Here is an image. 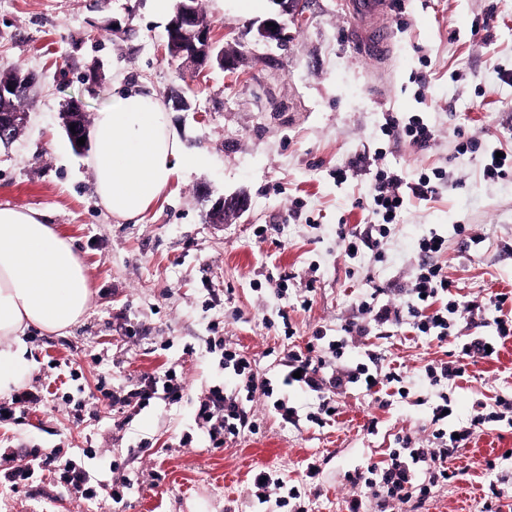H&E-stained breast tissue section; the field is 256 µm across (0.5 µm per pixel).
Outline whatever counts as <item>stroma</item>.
<instances>
[{
	"mask_svg": "<svg viewBox=\"0 0 512 512\" xmlns=\"http://www.w3.org/2000/svg\"><path fill=\"white\" fill-rule=\"evenodd\" d=\"M343 0H305L302 19L287 21L282 42L258 28L276 17L274 0L243 14L238 0H200L220 45L237 68L195 72L165 48V28L177 0H0V68L18 66L38 84L24 103L29 120L17 138L0 144V204L47 210L50 222L71 239L91 290L85 316L62 333L29 330L21 382L51 378L52 395L20 425L0 427V448L23 446L75 452L93 446L125 460L139 476L125 506L107 495L84 502L52 475L22 492L0 486V512H244L252 472L270 470L288 484L318 458V491L308 512H345L352 490L346 471L386 460L396 434L430 440L436 389L419 380L429 360L445 357L468 336L495 332L492 314L458 325L445 342L414 338L402 328L369 335L382 365L400 367L407 398L379 406L350 388L338 395L340 414L319 427L285 425L266 398L255 394L261 420L256 434L209 448L197 436L195 403L210 386L243 392L224 367L217 338L237 344L275 396L316 410L318 401L281 384L279 365L289 348L305 347L315 331L336 337L359 321L354 298L373 288L398 297L414 279L418 239L430 230L448 238L440 261L461 295L473 298L512 291V176L482 174L483 152L512 150V0H393L388 23L393 47L385 81L377 62L353 51ZM122 81L155 93L197 163L179 164L169 186L143 220L113 218L94 192L90 150L75 151L62 125L67 103L80 101L89 116L112 105ZM186 99L180 108L174 94ZM422 113L438 135L424 150L383 134L388 116ZM478 141L480 152L460 149ZM352 166L347 182L336 171ZM407 179L445 169L448 183L429 200H413L385 246L349 260L340 227L364 231L375 218L367 206L376 168ZM245 195L246 211L211 224L206 213L221 197ZM464 225L454 234V225ZM313 285L310 310L294 305ZM137 341H129V331ZM107 349L120 363L113 385L143 373H160L178 359L188 384L182 401L132 412L116 430L110 408L94 404L73 424L62 400L89 398L100 371L86 352ZM70 359L76 379L59 381L50 359ZM512 393V338L494 359L469 365L449 387L454 413L448 428L467 423L479 404ZM378 430L369 433L370 420ZM190 446H179L183 434ZM512 473V427L489 423L457 450L462 481L439 488L421 512H480L487 460ZM163 480L151 487L150 474Z\"/></svg>",
	"mask_w": 512,
	"mask_h": 512,
	"instance_id": "35a3bbf8",
	"label": "stroma"
}]
</instances>
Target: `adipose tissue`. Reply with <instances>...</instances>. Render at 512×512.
Masks as SVG:
<instances>
[{
	"mask_svg": "<svg viewBox=\"0 0 512 512\" xmlns=\"http://www.w3.org/2000/svg\"><path fill=\"white\" fill-rule=\"evenodd\" d=\"M88 135L96 193L124 220L141 218L187 159L165 103L119 83ZM89 300L83 263L45 211L0 205V395L20 382L25 331H64L85 315Z\"/></svg>",
	"mask_w": 512,
	"mask_h": 512,
	"instance_id": "adipose-tissue-1",
	"label": "adipose tissue"
}]
</instances>
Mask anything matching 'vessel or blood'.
<instances>
[{
    "label": "vessel or blood",
    "mask_w": 512,
    "mask_h": 512,
    "mask_svg": "<svg viewBox=\"0 0 512 512\" xmlns=\"http://www.w3.org/2000/svg\"><path fill=\"white\" fill-rule=\"evenodd\" d=\"M392 0H344L343 9L354 21L351 41L363 55L385 59L391 49L392 35L383 24Z\"/></svg>",
    "instance_id": "1"
}]
</instances>
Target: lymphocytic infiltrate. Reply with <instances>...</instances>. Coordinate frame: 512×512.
Wrapping results in <instances>:
<instances>
[{
	"instance_id": "f902f5d3",
	"label": "lymphocytic infiltrate",
	"mask_w": 512,
	"mask_h": 512,
	"mask_svg": "<svg viewBox=\"0 0 512 512\" xmlns=\"http://www.w3.org/2000/svg\"><path fill=\"white\" fill-rule=\"evenodd\" d=\"M444 170L435 168L420 173L417 179L407 180L391 170H377L371 185L370 200L373 210L383 221L370 225L366 233H341V247L346 257L355 260L363 249H370L375 259H382L385 240L390 236L395 220L411 200H428L438 194L445 184ZM447 248L444 236L433 233L418 242L421 261L410 287L402 289L397 303L382 300L381 289L357 296V308L363 323L345 325L343 337L326 340L323 332H316L305 348L289 349L281 359L282 382L314 393L319 399L316 412L300 416L296 406L282 398H274L272 389H265L271 397L272 408L285 424H298L300 419L316 425L332 420L339 405L336 396L350 386H359L368 394H391L407 397L404 377L397 368L383 369L379 357L365 350L362 362L349 365L342 357L348 346L347 336L357 333L368 336L370 329L382 330L402 326L415 336L445 342L451 327L460 323H474L486 311H494L495 333L492 336H472L461 343L452 359L432 360L422 368V375L430 384L456 382L466 374L470 359L487 358L489 351L498 350L500 343L512 338V292H497L474 300L459 297L455 282L438 261ZM187 388L186 379L178 362L169 363L162 375L140 374L122 389L100 386L103 401L116 413L117 426H125L127 407L144 408L160 400L166 404L179 403ZM490 422L512 425V397L497 396L491 411L476 414L469 423L456 432L435 429L434 447L417 445L411 436L399 437L397 448L388 453L385 464L370 463L365 468L345 473L344 478L353 487V494L345 501V512H387L390 504L410 505L412 512L442 486L459 481L460 469L451 467L450 460L461 442L467 441L477 429ZM195 424L209 440V446L219 449L224 444L248 434L256 433L259 423L246 400L225 393L223 386H212L196 404ZM96 451L84 449L82 456L67 455L61 450L27 448L22 454L6 449L0 451V484L11 490L31 485L41 474H54L58 482L78 498L92 500L100 491H107L114 503H123L136 481L125 477L118 481L98 479L86 466L87 459ZM321 472L318 460H310L305 469L304 485H286L272 472L260 470L253 474L247 492L249 502L275 503L289 512H305L304 500Z\"/></svg>"
}]
</instances>
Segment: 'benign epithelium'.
<instances>
[{
	"instance_id": "7a95c632",
	"label": "benign epithelium",
	"mask_w": 512,
	"mask_h": 512,
	"mask_svg": "<svg viewBox=\"0 0 512 512\" xmlns=\"http://www.w3.org/2000/svg\"><path fill=\"white\" fill-rule=\"evenodd\" d=\"M177 30V39L167 43L168 50L175 51L176 59L194 67L200 66L212 57L216 42L213 39L211 24L202 20L197 14L194 0H181L177 17L173 22ZM33 80L29 77H18L13 81L0 84V99H8L29 94ZM65 129L75 126L79 130L88 125L87 114L81 108L74 107L63 113ZM28 113L12 112L0 115V136L13 139L27 122ZM248 208V200L244 196L230 198L221 197L214 202L208 212L211 224L224 223L225 212L232 210L238 213Z\"/></svg>"
}]
</instances>
